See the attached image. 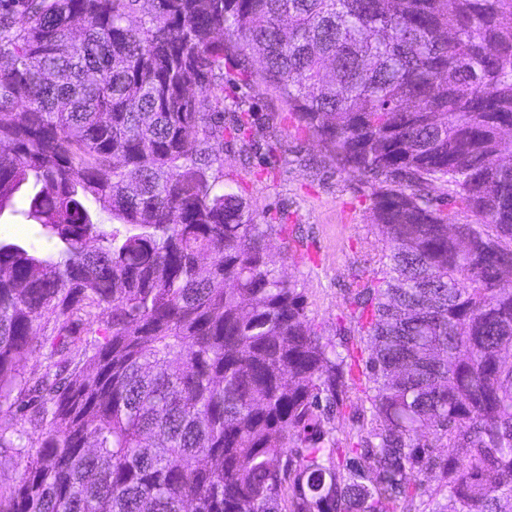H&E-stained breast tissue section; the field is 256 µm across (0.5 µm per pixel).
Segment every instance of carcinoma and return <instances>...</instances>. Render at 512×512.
Here are the masks:
<instances>
[{"label": "carcinoma", "mask_w": 512, "mask_h": 512, "mask_svg": "<svg viewBox=\"0 0 512 512\" xmlns=\"http://www.w3.org/2000/svg\"><path fill=\"white\" fill-rule=\"evenodd\" d=\"M139 2L0 0V218L50 244L0 238V512H512V0ZM230 57L373 186L355 401L214 168Z\"/></svg>", "instance_id": "cac0c4a2"}]
</instances>
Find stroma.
Returning <instances> with one entry per match:
<instances>
[{"mask_svg": "<svg viewBox=\"0 0 512 512\" xmlns=\"http://www.w3.org/2000/svg\"><path fill=\"white\" fill-rule=\"evenodd\" d=\"M238 60L224 62V98L252 113L243 141H225L224 184L247 201L256 223L272 225L271 251L282 256L320 333L355 328L347 290L384 237L374 222L371 187L340 171L329 154L265 87L245 85Z\"/></svg>", "mask_w": 512, "mask_h": 512, "instance_id": "35a3bbf8", "label": "stroma"}]
</instances>
